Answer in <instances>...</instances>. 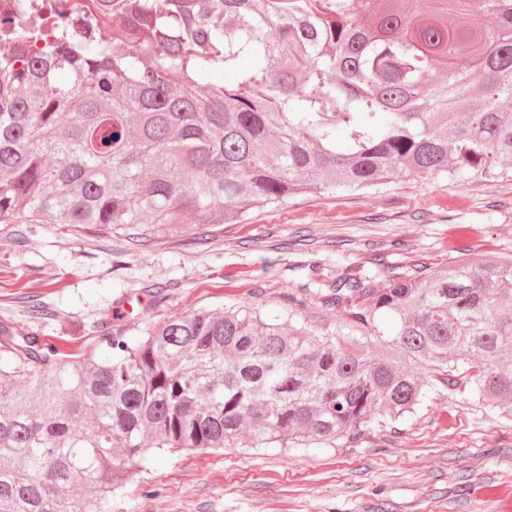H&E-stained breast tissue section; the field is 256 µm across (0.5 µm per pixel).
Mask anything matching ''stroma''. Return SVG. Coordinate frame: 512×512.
<instances>
[{
    "mask_svg": "<svg viewBox=\"0 0 512 512\" xmlns=\"http://www.w3.org/2000/svg\"><path fill=\"white\" fill-rule=\"evenodd\" d=\"M467 250L512 256L511 176L305 193L139 245L83 225L0 224V327L72 353L233 303L333 328L348 316L325 297L294 301L308 259L333 282L359 270L426 275ZM111 512H512V416L457 393L407 421L371 422L351 448L164 454L113 495Z\"/></svg>",
    "mask_w": 512,
    "mask_h": 512,
    "instance_id": "35a3bbf8",
    "label": "stroma"
}]
</instances>
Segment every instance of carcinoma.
I'll use <instances>...</instances> for the list:
<instances>
[{
  "instance_id": "carcinoma-1",
  "label": "carcinoma",
  "mask_w": 512,
  "mask_h": 512,
  "mask_svg": "<svg viewBox=\"0 0 512 512\" xmlns=\"http://www.w3.org/2000/svg\"><path fill=\"white\" fill-rule=\"evenodd\" d=\"M0 3V224L177 235L512 167V0ZM328 302L349 327L200 309L98 353L1 328L0 512H108L156 451L348 448L445 390L512 413V259L348 274Z\"/></svg>"
}]
</instances>
